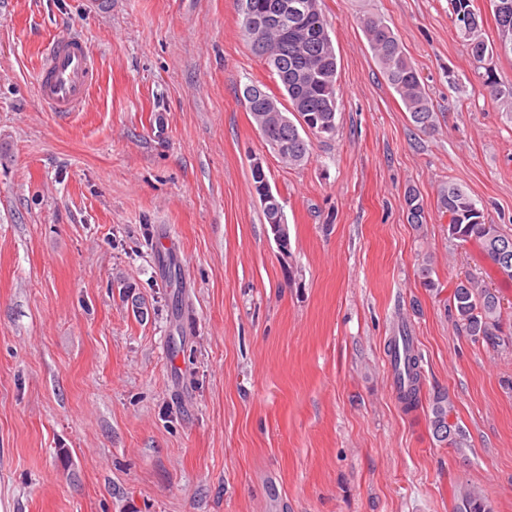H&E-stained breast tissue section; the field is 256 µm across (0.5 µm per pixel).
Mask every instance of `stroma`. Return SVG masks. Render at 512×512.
I'll list each match as a JSON object with an SVG mask.
<instances>
[{"label":"stroma","instance_id":"stroma-1","mask_svg":"<svg viewBox=\"0 0 512 512\" xmlns=\"http://www.w3.org/2000/svg\"><path fill=\"white\" fill-rule=\"evenodd\" d=\"M320 4L337 129L288 167L244 104L276 82L236 0H0V512H455L473 487L512 512V344L472 339L449 306L479 277L512 332V280L438 206L454 182L512 234V113L483 93L448 0ZM367 13L418 70L433 128L387 83ZM71 32L96 74L62 116L36 81L41 46ZM402 334L421 355L410 413L387 353ZM438 391L464 447L433 435ZM251 168L256 173V175H258L256 176L251 171L254 192L261 200L262 213L264 216L265 224H268L271 230V224H276L275 218L281 210H284V208L279 199L273 194L272 191L271 195L264 194V190L267 189L265 181L267 182V184H269V180L267 178V175H265L263 159L261 157L256 156L252 158ZM259 175H265V177ZM404 204L407 211L409 224L414 226L415 230L421 232L426 224V211L420 194L413 188H409L404 193Z\"/></svg>","mask_w":512,"mask_h":512}]
</instances>
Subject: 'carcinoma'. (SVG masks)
<instances>
[{
	"mask_svg": "<svg viewBox=\"0 0 512 512\" xmlns=\"http://www.w3.org/2000/svg\"><path fill=\"white\" fill-rule=\"evenodd\" d=\"M254 7L253 16L259 26L251 33L242 0H237L242 13V29L252 52L264 60L272 74L277 76L280 94L269 93L258 84L244 87L243 92L257 95L246 103L253 121L267 143L288 146L279 156L287 166H299L308 160L310 142L307 132L315 136H331L336 131L337 112V54L319 0H305V20L296 24L291 35L276 24L268 22L275 15L282 0H249ZM497 30H512V0H489ZM452 15L456 21L474 16L477 23L472 31H460L467 40L470 56L477 68L483 70L482 86L490 99L507 112H512V87L501 85L495 72V60L501 56L497 43L487 42L481 35L483 17L475 0H450ZM366 40L379 64L383 75L399 95L415 126L427 130L434 126V112L426 96L420 75L407 57L403 46L386 20L380 15H367L361 19ZM276 102L279 111L291 114L281 122L267 119V105ZM267 178L252 176L255 194L261 198L265 223H275L283 205L271 194L267 195ZM408 223L422 231L426 224V211L420 194L413 188L404 193ZM438 206L448 216V234L453 239L473 241L491 260L502 278L512 280V268L499 267L496 248L511 241L497 224L488 221L483 210L472 197L455 183L441 187ZM450 307L456 320L467 335L495 347L503 341L502 305L498 293L487 287L475 276L459 280L450 297ZM397 381L407 378L405 387L399 388V399L415 409L421 403L420 356L414 349L413 337H393L388 345ZM430 423L437 441L454 448L464 445L465 435L460 427L450 422L454 406L445 393H438L430 402ZM456 512H491V506L478 489L461 493Z\"/></svg>",
	"mask_w": 512,
	"mask_h": 512,
	"instance_id": "cac0c4a2",
	"label": "carcinoma"
}]
</instances>
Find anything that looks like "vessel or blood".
I'll return each mask as SVG.
<instances>
[{
  "mask_svg": "<svg viewBox=\"0 0 512 512\" xmlns=\"http://www.w3.org/2000/svg\"><path fill=\"white\" fill-rule=\"evenodd\" d=\"M94 75V62L79 36L51 40L42 51L37 94L52 112H76L85 104Z\"/></svg>",
  "mask_w": 512,
  "mask_h": 512,
  "instance_id": "b4317fda",
  "label": "vessel or blood"
}]
</instances>
